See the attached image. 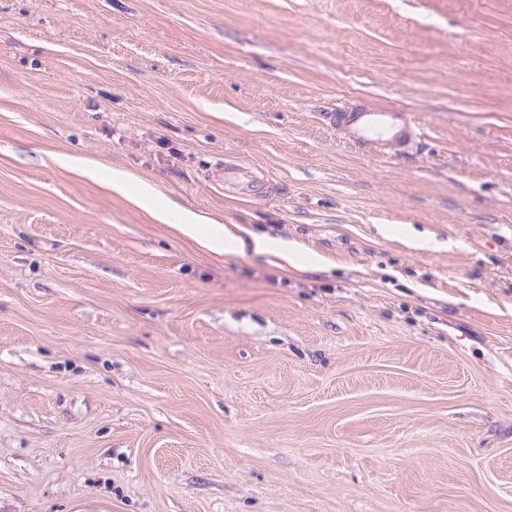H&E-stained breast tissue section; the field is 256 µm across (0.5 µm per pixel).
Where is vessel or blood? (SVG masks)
<instances>
[{
  "label": "vessel or blood",
  "mask_w": 512,
  "mask_h": 512,
  "mask_svg": "<svg viewBox=\"0 0 512 512\" xmlns=\"http://www.w3.org/2000/svg\"><path fill=\"white\" fill-rule=\"evenodd\" d=\"M327 121L343 134L355 147L377 155L405 153L419 143L424 127L415 113L382 104H370L354 100L328 113ZM209 181L224 186L227 192L249 194L251 182L247 168L217 161L208 175Z\"/></svg>",
  "instance_id": "1"
}]
</instances>
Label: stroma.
Listing matches in <instances>:
<instances>
[{"instance_id":"35a3bbf8","label":"stroma","mask_w":512,"mask_h":512,"mask_svg":"<svg viewBox=\"0 0 512 512\" xmlns=\"http://www.w3.org/2000/svg\"><path fill=\"white\" fill-rule=\"evenodd\" d=\"M0 512H512V0H0ZM347 142L376 155L404 154L419 143L424 127L415 113L390 105L353 100L326 114ZM249 173L245 167L239 165L229 166L223 160H219L211 168L207 177L209 181L219 182L229 193L250 195L249 184L251 183V176ZM136 203L158 220L164 223H171L170 219L173 212L156 204L155 196L149 186L144 185L139 188L136 195ZM204 222L205 218L202 216L191 211L181 210L175 222L177 224L173 225L184 236L194 239L202 246L218 253H243L249 248L259 254L267 252L271 247L270 241L265 237L255 236L246 241L220 224L211 225L208 232L203 233L201 226Z\"/></svg>"}]
</instances>
